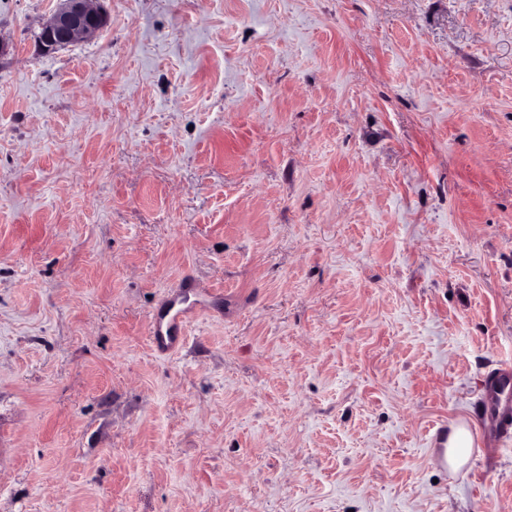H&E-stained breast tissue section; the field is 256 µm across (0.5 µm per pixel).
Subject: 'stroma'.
<instances>
[{"label": "stroma", "mask_w": 512, "mask_h": 512, "mask_svg": "<svg viewBox=\"0 0 512 512\" xmlns=\"http://www.w3.org/2000/svg\"><path fill=\"white\" fill-rule=\"evenodd\" d=\"M55 5L0 0V512H512V0ZM109 19L102 0H59L56 8L37 35L42 47L52 51L78 40H90L103 29ZM190 283L184 281L170 295L167 312L163 317H156L151 325L150 341L153 349L162 354L178 351L184 344L187 328L205 311L204 302L190 306L177 305L178 296ZM474 453V439L469 425L459 421L452 424L448 430L445 448L448 470L457 472L470 460Z\"/></svg>", "instance_id": "obj_1"}]
</instances>
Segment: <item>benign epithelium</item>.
I'll return each mask as SVG.
<instances>
[{"label": "benign epithelium", "instance_id": "7a95c632", "mask_svg": "<svg viewBox=\"0 0 512 512\" xmlns=\"http://www.w3.org/2000/svg\"><path fill=\"white\" fill-rule=\"evenodd\" d=\"M109 19L104 0H58L42 25V47L47 51L65 47L78 40H90Z\"/></svg>", "mask_w": 512, "mask_h": 512}]
</instances>
